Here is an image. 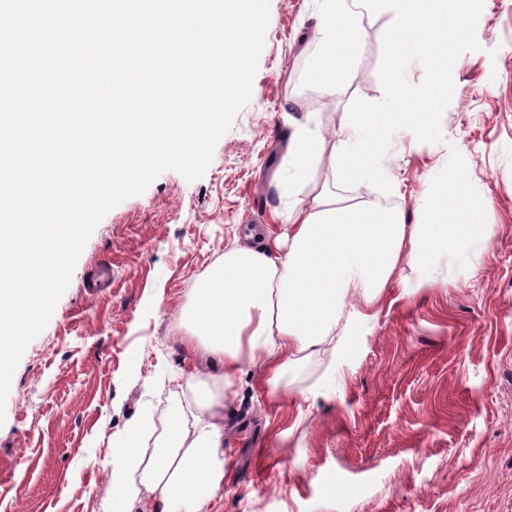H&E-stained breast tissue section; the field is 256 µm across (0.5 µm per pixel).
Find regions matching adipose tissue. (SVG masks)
<instances>
[{
    "label": "adipose tissue",
    "instance_id": "adipose-tissue-1",
    "mask_svg": "<svg viewBox=\"0 0 512 512\" xmlns=\"http://www.w3.org/2000/svg\"><path fill=\"white\" fill-rule=\"evenodd\" d=\"M339 2L325 0L310 67L314 85L336 88L367 11L392 14L396 54L426 59L435 80L401 86L381 107L343 113L328 135L314 118L290 122L288 175L277 183L288 200L285 223L225 249L188 308L185 350L195 360L223 364V374L212 377L218 388L203 391L198 414L169 410L171 432L150 457L140 453L149 424L130 426L121 457L102 463L112 482L110 512H133L147 502L150 512H204L224 485V391L239 365H267L277 384L298 354L343 356L352 329L374 320L372 308L400 264L420 286L435 280L442 258L462 261L490 242L491 227L475 223L454 171L433 185L422 224L407 223L400 208L374 200L348 204L336 195L337 182L387 178L376 152L387 128L427 126L444 109L448 60L436 48L462 32L472 0H359L357 11ZM357 294L363 310L346 312L347 299Z\"/></svg>",
    "mask_w": 512,
    "mask_h": 512
}]
</instances>
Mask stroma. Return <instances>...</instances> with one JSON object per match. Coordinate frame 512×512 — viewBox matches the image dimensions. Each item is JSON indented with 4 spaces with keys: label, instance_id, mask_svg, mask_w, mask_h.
I'll use <instances>...</instances> for the list:
<instances>
[{
    "label": "stroma",
    "instance_id": "1",
    "mask_svg": "<svg viewBox=\"0 0 512 512\" xmlns=\"http://www.w3.org/2000/svg\"><path fill=\"white\" fill-rule=\"evenodd\" d=\"M324 0H270L250 102L204 176L162 173L98 224L43 332L13 375L0 425V512H109L100 462L136 420L193 403L184 352L192 290L244 231L275 223L288 122L380 105L390 80L427 83L394 59L389 16L364 19L337 91L315 88ZM454 92L431 127L377 147L393 177L337 184L421 224L449 168L462 175L484 250L442 259L439 280L388 286L348 357L299 356L283 387L243 363L224 402V488L208 512H512V0H476L451 46Z\"/></svg>",
    "mask_w": 512,
    "mask_h": 512
}]
</instances>
